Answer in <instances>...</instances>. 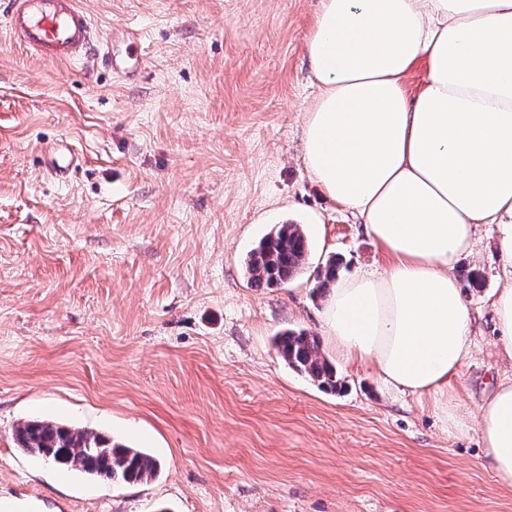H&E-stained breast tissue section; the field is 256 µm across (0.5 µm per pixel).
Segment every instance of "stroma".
Wrapping results in <instances>:
<instances>
[{"label": "stroma", "instance_id": "1", "mask_svg": "<svg viewBox=\"0 0 512 512\" xmlns=\"http://www.w3.org/2000/svg\"><path fill=\"white\" fill-rule=\"evenodd\" d=\"M134 76L47 63L0 27V499L16 512H512L478 427L444 431L426 399L337 361L326 393L285 364L286 329L322 336L319 270L387 256L301 161L318 93L305 40L319 0H80ZM83 159L65 177L46 150ZM302 225L307 264L252 287L245 259ZM460 410L512 377L492 300L512 281L485 226ZM45 419L156 457L137 485L33 461L14 431ZM140 59L138 41H132L127 45L124 54L110 56L109 63L112 70L129 74L137 70Z\"/></svg>", "mask_w": 512, "mask_h": 512}]
</instances>
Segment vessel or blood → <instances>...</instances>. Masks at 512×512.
<instances>
[{
    "instance_id": "b4317fda",
    "label": "vessel or blood",
    "mask_w": 512,
    "mask_h": 512,
    "mask_svg": "<svg viewBox=\"0 0 512 512\" xmlns=\"http://www.w3.org/2000/svg\"><path fill=\"white\" fill-rule=\"evenodd\" d=\"M6 27L16 44L46 61L73 62L106 49L78 0H9ZM140 59L138 45L132 42L109 63L112 70L129 74ZM78 162V154L67 144H56L49 152V169L55 175H65Z\"/></svg>"
}]
</instances>
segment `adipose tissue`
Masks as SVG:
<instances>
[{
    "label": "adipose tissue",
    "instance_id": "1",
    "mask_svg": "<svg viewBox=\"0 0 512 512\" xmlns=\"http://www.w3.org/2000/svg\"><path fill=\"white\" fill-rule=\"evenodd\" d=\"M306 50L319 93L303 163L388 256L383 270L331 286L326 339L465 433L457 380L473 318L455 269L478 225L495 228L512 268V0H320ZM420 62L411 95L403 80ZM478 422L512 487V379Z\"/></svg>",
    "mask_w": 512,
    "mask_h": 512
}]
</instances>
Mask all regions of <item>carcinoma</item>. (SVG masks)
I'll list each match as a JSON object with an SVG mask.
<instances>
[{
  "instance_id": "cac0c4a2",
  "label": "carcinoma",
  "mask_w": 512,
  "mask_h": 512,
  "mask_svg": "<svg viewBox=\"0 0 512 512\" xmlns=\"http://www.w3.org/2000/svg\"><path fill=\"white\" fill-rule=\"evenodd\" d=\"M308 238L298 224H277L254 247L247 261L249 283L255 288L287 284L302 268ZM277 354L293 369L324 389L338 388L336 370L320 353L316 337L287 329L274 338ZM18 447L30 455L50 453L56 466L117 485L147 482L160 472L152 455L129 448L112 437L46 420H30L15 430Z\"/></svg>"
}]
</instances>
